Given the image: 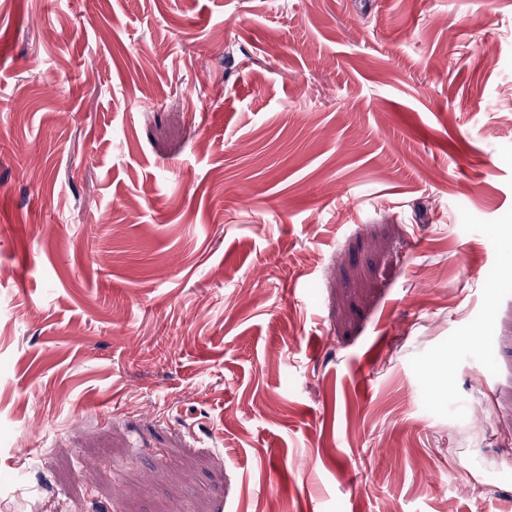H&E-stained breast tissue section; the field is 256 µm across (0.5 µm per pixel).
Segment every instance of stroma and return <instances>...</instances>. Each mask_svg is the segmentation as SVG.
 Segmentation results:
<instances>
[{"mask_svg":"<svg viewBox=\"0 0 512 512\" xmlns=\"http://www.w3.org/2000/svg\"><path fill=\"white\" fill-rule=\"evenodd\" d=\"M505 112L512 0H0V512H512Z\"/></svg>","mask_w":512,"mask_h":512,"instance_id":"stroma-1","label":"stroma"}]
</instances>
